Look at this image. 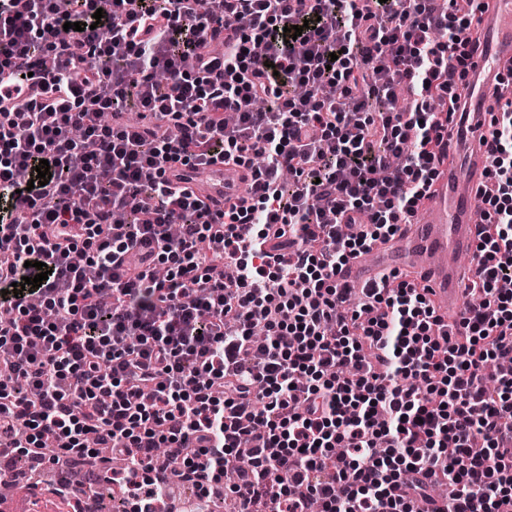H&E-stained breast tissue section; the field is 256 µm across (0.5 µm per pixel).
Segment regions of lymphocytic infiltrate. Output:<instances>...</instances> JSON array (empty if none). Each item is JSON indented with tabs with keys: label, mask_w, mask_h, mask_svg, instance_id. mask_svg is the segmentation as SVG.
Listing matches in <instances>:
<instances>
[{
	"label": "lymphocytic infiltrate",
	"mask_w": 512,
	"mask_h": 512,
	"mask_svg": "<svg viewBox=\"0 0 512 512\" xmlns=\"http://www.w3.org/2000/svg\"><path fill=\"white\" fill-rule=\"evenodd\" d=\"M481 10L0 0V88L19 92L0 98L6 447L35 463L48 444L83 458L95 436L126 459L129 512H155L150 491L174 476L202 503L227 487L237 512H309L313 497L321 512H410L439 478L446 512L511 506L512 371L489 367L512 355L511 98L481 135L492 188L470 291L483 304L459 330L398 275L337 278L433 184L430 104L460 110ZM67 22L81 28L58 40ZM130 100L139 121L116 124ZM219 157L255 181L248 207L216 215L167 170ZM39 262L47 280L11 295ZM161 447L176 475L157 466Z\"/></svg>",
	"instance_id": "f902f5d3"
}]
</instances>
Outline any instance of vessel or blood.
Returning a JSON list of instances; mask_svg holds the SVG:
<instances>
[{"mask_svg":"<svg viewBox=\"0 0 512 512\" xmlns=\"http://www.w3.org/2000/svg\"><path fill=\"white\" fill-rule=\"evenodd\" d=\"M479 26L489 41L476 45L473 67L458 93L481 121L503 94L501 74L512 70V0H487ZM488 165V145L472 140L465 165L449 159L441 166L427 202V218L402 225L395 236L377 242L369 258L351 260L342 268L340 279L358 286L393 272L408 274L428 288L438 315L451 322L460 320L470 284L460 258L476 248L481 217L473 202L485 187ZM167 177L188 187L212 210L224 211L249 205L244 188L253 181L254 172L217 161L196 170L175 165Z\"/></svg>","mask_w":512,"mask_h":512,"instance_id":"vessel-or-blood-1","label":"vessel or blood"}]
</instances>
